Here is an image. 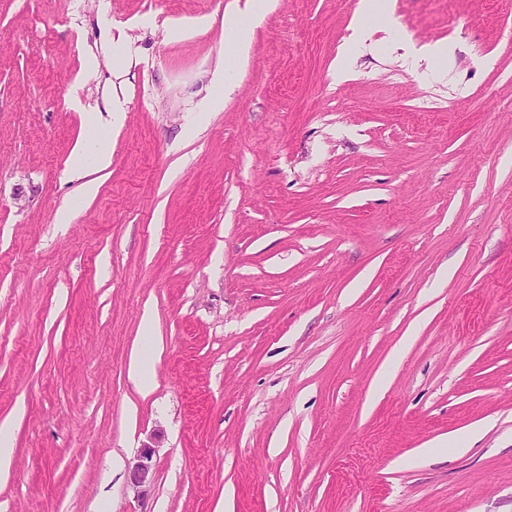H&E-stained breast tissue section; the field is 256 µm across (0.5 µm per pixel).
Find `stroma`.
<instances>
[{
    "label": "stroma",
    "instance_id": "obj_1",
    "mask_svg": "<svg viewBox=\"0 0 512 512\" xmlns=\"http://www.w3.org/2000/svg\"><path fill=\"white\" fill-rule=\"evenodd\" d=\"M247 2L0 0V512H512V0ZM14 425V418H6L0 422V471L2 474L8 472L11 464L13 448L9 437ZM156 446L144 445L128 461L126 469L127 486L137 499L148 497L154 488V468L152 464Z\"/></svg>",
    "mask_w": 512,
    "mask_h": 512
}]
</instances>
